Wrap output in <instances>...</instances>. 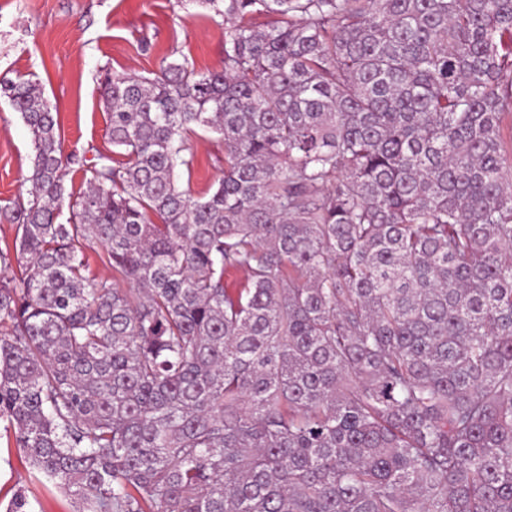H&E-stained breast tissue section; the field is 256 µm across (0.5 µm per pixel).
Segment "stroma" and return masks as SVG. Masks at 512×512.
<instances>
[{"instance_id": "stroma-1", "label": "stroma", "mask_w": 512, "mask_h": 512, "mask_svg": "<svg viewBox=\"0 0 512 512\" xmlns=\"http://www.w3.org/2000/svg\"><path fill=\"white\" fill-rule=\"evenodd\" d=\"M187 59L198 71L224 62V28L192 0H0V83L39 84L57 114L63 153H112L100 88L105 74L149 75L163 56ZM196 163L178 185L203 195L224 175V144L199 132ZM32 134L8 98H0V207L25 197ZM32 512H70L68 499L29 479L25 455L0 438V512L18 489Z\"/></svg>"}]
</instances>
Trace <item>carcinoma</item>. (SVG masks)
Masks as SVG:
<instances>
[{
  "label": "carcinoma",
  "mask_w": 512,
  "mask_h": 512,
  "mask_svg": "<svg viewBox=\"0 0 512 512\" xmlns=\"http://www.w3.org/2000/svg\"><path fill=\"white\" fill-rule=\"evenodd\" d=\"M199 2L223 67L107 77L116 158L0 88L5 433L74 512H512V0ZM32 134L7 97L0 98V207L27 197L33 160ZM198 135L191 138L196 163L191 175L182 173L178 185L189 190L193 197L203 195L224 176V144L214 133L197 129Z\"/></svg>",
  "instance_id": "carcinoma-1"
}]
</instances>
